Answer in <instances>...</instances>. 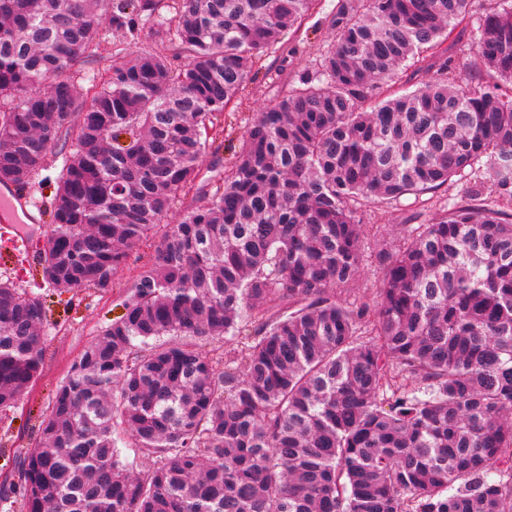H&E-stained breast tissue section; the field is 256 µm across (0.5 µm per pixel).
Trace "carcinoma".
I'll list each match as a JSON object with an SVG mask.
<instances>
[{"mask_svg": "<svg viewBox=\"0 0 512 512\" xmlns=\"http://www.w3.org/2000/svg\"><path fill=\"white\" fill-rule=\"evenodd\" d=\"M316 0H0V184L29 183L77 117L44 283L107 291L152 247L72 364L0 502L25 512H512V0L442 44L469 0H338L334 43L259 108L221 188L173 224L215 116ZM117 49L79 104L69 70ZM428 79L394 90L410 59ZM479 179L382 255L371 301L356 205ZM45 311L0 280V413L40 376ZM152 465L133 470L122 448ZM499 0H471L472 7L469 10V17L463 24L459 25L443 47L455 43L453 53L455 54L456 70L455 78L466 83L476 85L477 82L486 78V69L476 54L472 35L477 27L479 18L496 7Z\"/></svg>", "mask_w": 512, "mask_h": 512, "instance_id": "cac0c4a2", "label": "carcinoma"}]
</instances>
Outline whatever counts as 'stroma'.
I'll list each match as a JSON object with an SVG mask.
<instances>
[{
	"instance_id": "stroma-1",
	"label": "stroma",
	"mask_w": 512,
	"mask_h": 512,
	"mask_svg": "<svg viewBox=\"0 0 512 512\" xmlns=\"http://www.w3.org/2000/svg\"><path fill=\"white\" fill-rule=\"evenodd\" d=\"M336 3L337 0H317L312 14L299 30L285 36L269 51L243 96L227 107L223 133L217 135L212 148L201 157L198 189L175 203L166 217L167 222H174L184 210L195 205L200 190L220 183L256 109L287 90L292 81L313 68L331 46L334 35L329 20ZM471 3L468 19L454 30L450 40L454 44L456 79L474 85L485 79L486 69L476 54L472 35L480 17L496 7L498 0H471ZM480 174L477 168L467 170L465 181L478 179ZM465 181L425 195L423 202L414 209L360 206L357 216L365 230L361 276L355 286L339 291V298L371 300L382 275L379 255L402 241V226L411 211H419L420 223H428L447 198L461 194ZM51 229L47 221L29 227L26 249L17 252L0 249V279L11 280L29 295L39 297L46 311L42 374L14 408L0 414V485L17 481L20 463L38 439L39 422L48 411L56 388L86 346L120 314L123 287L137 275L149 255L145 248L134 253L118 272L108 293L93 289L61 293L44 286L35 252L36 243Z\"/></svg>"
}]
</instances>
